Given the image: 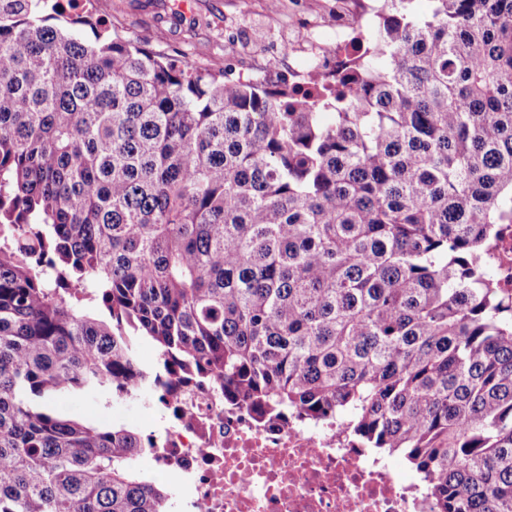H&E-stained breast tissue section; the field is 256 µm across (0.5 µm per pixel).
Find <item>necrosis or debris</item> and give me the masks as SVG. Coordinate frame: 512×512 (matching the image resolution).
I'll return each mask as SVG.
<instances>
[{
  "label": "necrosis or debris",
  "mask_w": 512,
  "mask_h": 512,
  "mask_svg": "<svg viewBox=\"0 0 512 512\" xmlns=\"http://www.w3.org/2000/svg\"><path fill=\"white\" fill-rule=\"evenodd\" d=\"M164 406L153 460L182 478L188 512H437L338 419L269 416L208 383L173 386Z\"/></svg>",
  "instance_id": "1"
}]
</instances>
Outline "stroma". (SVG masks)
Instances as JSON below:
<instances>
[{"label": "stroma", "instance_id": "obj_1", "mask_svg": "<svg viewBox=\"0 0 512 512\" xmlns=\"http://www.w3.org/2000/svg\"><path fill=\"white\" fill-rule=\"evenodd\" d=\"M336 0H111L107 24L128 38L148 35L154 50L202 68L220 58L233 75H247L250 59L241 50L245 39L265 45L268 77H275L283 62L276 55L275 39L288 30L310 28L313 34L335 29ZM62 407L87 422L132 427L141 435L163 433L167 412L145 399L124 400L111 391L65 398Z\"/></svg>", "mask_w": 512, "mask_h": 512}]
</instances>
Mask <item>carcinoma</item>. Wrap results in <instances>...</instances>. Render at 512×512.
Masks as SVG:
<instances>
[{
	"label": "carcinoma",
	"mask_w": 512,
	"mask_h": 512,
	"mask_svg": "<svg viewBox=\"0 0 512 512\" xmlns=\"http://www.w3.org/2000/svg\"><path fill=\"white\" fill-rule=\"evenodd\" d=\"M409 2L300 94L99 6L71 19L89 47L60 0H0V512H163L152 440L58 399L170 375L347 412L438 512H512V297L485 269L512 223V0Z\"/></svg>",
	"instance_id": "1"
}]
</instances>
